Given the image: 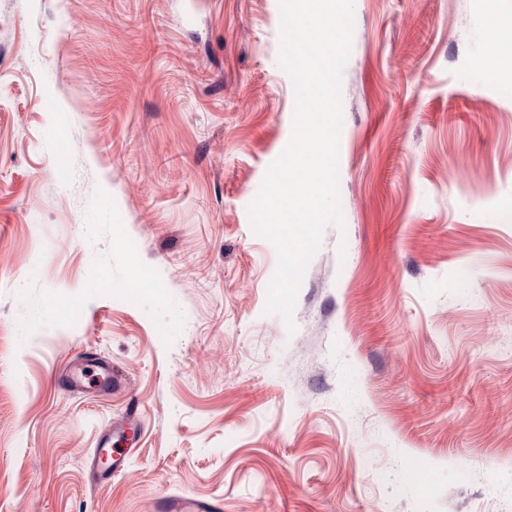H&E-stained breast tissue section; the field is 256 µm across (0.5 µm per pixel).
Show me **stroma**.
<instances>
[{"mask_svg": "<svg viewBox=\"0 0 512 512\" xmlns=\"http://www.w3.org/2000/svg\"><path fill=\"white\" fill-rule=\"evenodd\" d=\"M492 12L512 25V0H355L344 225L288 325L247 213L292 133L278 0H0V512H512ZM81 357L129 393L58 388ZM131 398L139 451L90 485ZM157 510L158 512H220L221 507L215 502H190L179 497L164 500Z\"/></svg>", "mask_w": 512, "mask_h": 512, "instance_id": "stroma-1", "label": "stroma"}]
</instances>
